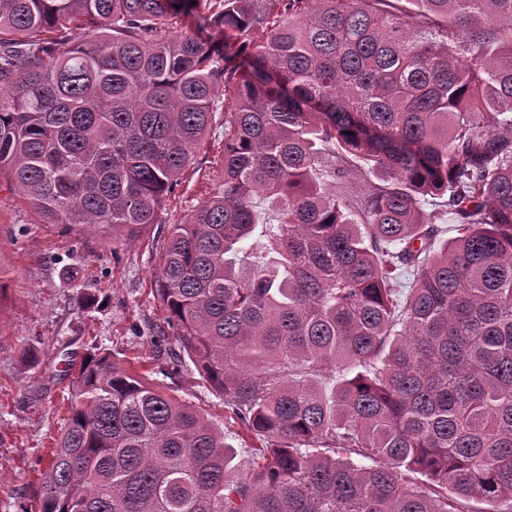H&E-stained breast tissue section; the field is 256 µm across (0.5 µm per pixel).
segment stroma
Listing matches in <instances>:
<instances>
[{
	"label": "stroma",
	"mask_w": 512,
	"mask_h": 512,
	"mask_svg": "<svg viewBox=\"0 0 512 512\" xmlns=\"http://www.w3.org/2000/svg\"><path fill=\"white\" fill-rule=\"evenodd\" d=\"M223 159L219 112L168 198L162 223L117 250L102 236L42 223L19 194L0 186V512H22L35 494L36 472L66 416L68 354L83 355L96 343L120 362L148 370L165 364V353L148 341L167 326L154 278L164 236L208 197ZM89 292L97 299L91 307L83 301ZM28 348L37 363L26 360ZM168 388L223 429L238 458L260 448L194 368L181 370Z\"/></svg>",
	"instance_id": "35a3bbf8"
}]
</instances>
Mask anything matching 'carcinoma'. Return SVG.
<instances>
[{
  "instance_id": "1",
  "label": "carcinoma",
  "mask_w": 512,
  "mask_h": 512,
  "mask_svg": "<svg viewBox=\"0 0 512 512\" xmlns=\"http://www.w3.org/2000/svg\"><path fill=\"white\" fill-rule=\"evenodd\" d=\"M406 2L0 0V181L45 224L133 245L231 101L167 229L158 373L265 443L234 463L94 345L24 512H512V0ZM356 163V159L349 155L348 160L343 164L346 168L353 172V175L350 176L347 180L343 181V184H341V192L347 195L349 198L353 199H356L358 196L366 192L370 182V178L368 176L356 171L354 167Z\"/></svg>"
}]
</instances>
